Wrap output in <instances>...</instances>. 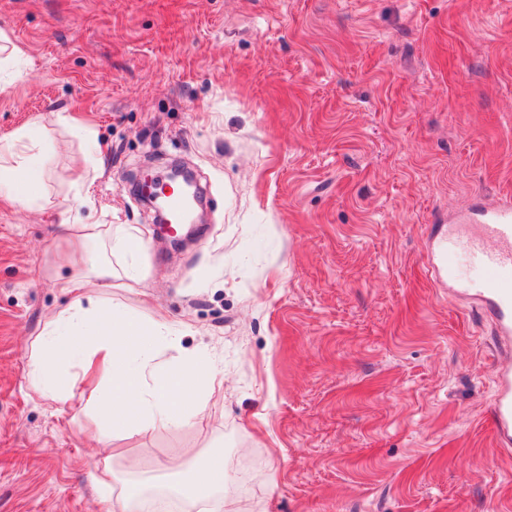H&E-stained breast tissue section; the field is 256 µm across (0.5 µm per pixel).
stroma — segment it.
I'll list each match as a JSON object with an SVG mask.
<instances>
[{
  "instance_id": "35a3bbf8",
  "label": "stroma",
  "mask_w": 512,
  "mask_h": 512,
  "mask_svg": "<svg viewBox=\"0 0 512 512\" xmlns=\"http://www.w3.org/2000/svg\"><path fill=\"white\" fill-rule=\"evenodd\" d=\"M0 150L33 146L36 199L0 195V512H185L181 464L224 456L241 512H512L489 404V324L428 268L431 228L512 197L503 0H0ZM195 170L205 217L166 247L136 181ZM137 228L86 293L224 375L209 413L112 436L37 396L30 343L65 311L64 227ZM127 229L122 235L112 237V252L122 253L127 259L126 276L136 279L139 275L138 255L144 251V242L133 232ZM144 492L141 487L128 486L124 488L121 495L113 498L112 495L102 499L101 512H129L132 511L130 506L143 496Z\"/></svg>"
}]
</instances>
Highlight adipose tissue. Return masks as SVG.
Here are the masks:
<instances>
[{
    "label": "adipose tissue",
    "mask_w": 512,
    "mask_h": 512,
    "mask_svg": "<svg viewBox=\"0 0 512 512\" xmlns=\"http://www.w3.org/2000/svg\"><path fill=\"white\" fill-rule=\"evenodd\" d=\"M174 342L165 323L142 324L117 309L78 301L34 339L29 382L43 397L64 405L78 397L101 415L97 438L104 453L93 465L106 469L114 432L145 434L205 415L208 394L222 376L197 355L161 360L159 346ZM230 488L223 455L207 453L186 467L179 493L196 512L218 491L225 512H237Z\"/></svg>",
    "instance_id": "ef3b65f1"
}]
</instances>
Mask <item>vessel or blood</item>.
Returning <instances> with one entry per match:
<instances>
[{"mask_svg": "<svg viewBox=\"0 0 512 512\" xmlns=\"http://www.w3.org/2000/svg\"><path fill=\"white\" fill-rule=\"evenodd\" d=\"M466 257L475 274L456 275L459 257ZM448 279L449 297L470 301L492 328L497 350L496 389L490 401L497 447H512V198L481 199L473 213L448 217L432 255Z\"/></svg>", "mask_w": 512, "mask_h": 512, "instance_id": "vessel-or-blood-1", "label": "vessel or blood"}]
</instances>
